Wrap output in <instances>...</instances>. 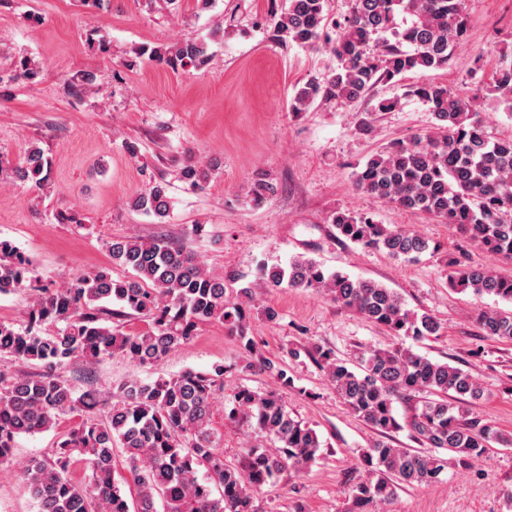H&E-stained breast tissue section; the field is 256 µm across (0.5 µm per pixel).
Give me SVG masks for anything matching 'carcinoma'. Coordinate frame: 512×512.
<instances>
[{
    "label": "carcinoma",
    "mask_w": 512,
    "mask_h": 512,
    "mask_svg": "<svg viewBox=\"0 0 512 512\" xmlns=\"http://www.w3.org/2000/svg\"><path fill=\"white\" fill-rule=\"evenodd\" d=\"M326 0H288L274 16V36L283 43L327 49L336 68L296 90L290 110L299 113L317 100L353 104L377 84L396 82L413 70L448 67L466 31L463 0H352L351 14L337 38L327 33ZM140 55L174 68H196L210 59V45L187 39L165 50ZM492 92L512 108V67L499 70ZM432 112L433 130L398 140L357 166V190L384 202L453 224L493 256L512 259V135L493 139L473 111L470 99L447 85L422 82L406 87ZM44 153L26 151L14 168L21 182L48 180ZM218 164L203 168L187 159L181 179L201 190ZM277 191L266 177L254 180L250 193L258 202ZM131 207L164 220L170 212L168 184L154 181ZM339 236L364 248L384 249L394 258H415L429 241L404 229L376 223L349 210L332 217ZM113 262L133 271L115 280L108 270L77 277L65 288L34 289L26 325L0 322V356L33 364L36 373L0 368V463L11 459L16 438L50 430L59 417L85 415L53 450V459L27 464L23 478L38 512H265L259 495L286 468L301 471L320 456L314 429L288 411L274 393L240 389L228 418L256 419V429L271 448L246 449L243 467L228 465L211 427L212 411L224 365L209 371L187 369L149 383L131 381L117 387L112 402L102 403L90 390L75 395L61 370L72 361H97L119 355L139 365H159L175 348L189 342L198 326L220 321L240 344L246 367L290 383L284 363L263 358L248 336L242 304L225 296L224 279L204 271L191 252L163 238L130 237L110 246ZM30 259L8 240H0V294L33 281ZM450 285L476 296L512 303V278L491 267L453 265ZM266 288L325 292L334 302L383 327L392 336L425 339L437 335L439 323L429 313L406 308L392 289L371 279L327 271L311 259H294L288 267L263 270ZM116 301L118 313L151 318L150 330L124 334L107 325ZM475 323L483 335L512 342V309L484 308ZM313 360L324 371L348 409L382 440L360 456L363 476L347 487L348 512H373L390 502L403 486H427L449 468H468L484 456L491 442L512 445L494 426L466 417L464 405L483 395L475 378L447 362L433 361L394 344L363 353L351 367L329 349L316 348ZM426 395L414 413L401 420L396 404ZM407 431L421 449L398 448L392 434ZM123 450L136 488L128 500L115 477L113 451ZM82 461L90 482L80 487L68 478Z\"/></svg>",
    "instance_id": "obj_1"
}]
</instances>
